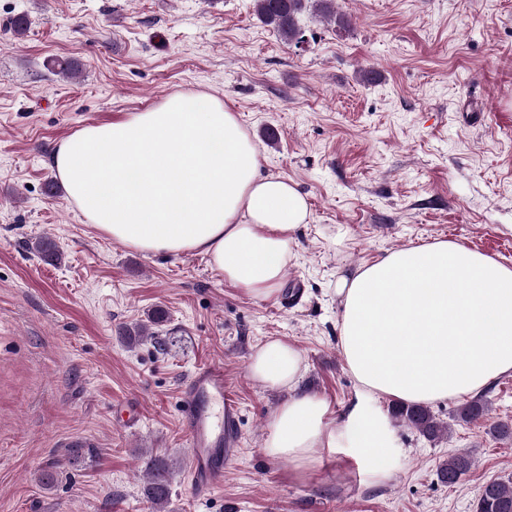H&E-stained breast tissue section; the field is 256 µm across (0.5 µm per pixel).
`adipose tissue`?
<instances>
[{"label":"adipose tissue","instance_id":"adipose-tissue-1","mask_svg":"<svg viewBox=\"0 0 512 512\" xmlns=\"http://www.w3.org/2000/svg\"><path fill=\"white\" fill-rule=\"evenodd\" d=\"M52 167L90 224L131 249L197 253L256 297L276 293L310 221L297 186L259 171L260 155L217 98L182 96L62 141ZM339 346L367 403L342 431L320 397L297 392L303 359L273 339L250 357L253 379L285 388L263 443L272 461L302 464L319 448H347L381 475L394 435L371 399L432 404L474 395L512 373V266L455 242L387 252L339 278Z\"/></svg>","mask_w":512,"mask_h":512}]
</instances>
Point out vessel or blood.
Segmentation results:
<instances>
[{
    "label": "vessel or blood",
    "instance_id": "vessel-or-blood-1",
    "mask_svg": "<svg viewBox=\"0 0 512 512\" xmlns=\"http://www.w3.org/2000/svg\"><path fill=\"white\" fill-rule=\"evenodd\" d=\"M180 399L191 448L184 484L190 497L200 499L224 481V459L233 456L239 442V402L220 362L197 367L183 384Z\"/></svg>",
    "mask_w": 512,
    "mask_h": 512
}]
</instances>
